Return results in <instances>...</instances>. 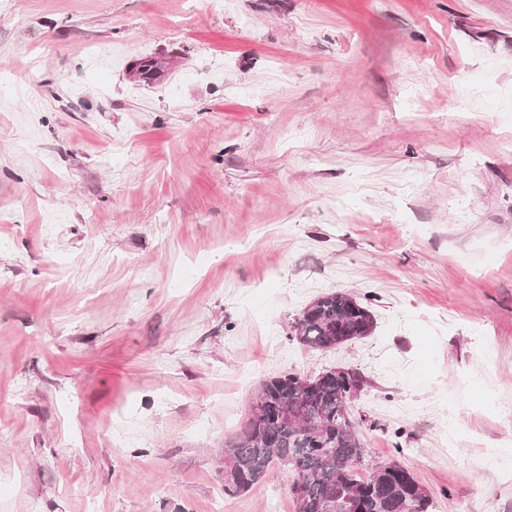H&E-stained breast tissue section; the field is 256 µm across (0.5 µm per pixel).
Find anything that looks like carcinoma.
I'll list each match as a JSON object with an SVG mask.
<instances>
[{
	"label": "carcinoma",
	"instance_id": "1",
	"mask_svg": "<svg viewBox=\"0 0 512 512\" xmlns=\"http://www.w3.org/2000/svg\"><path fill=\"white\" fill-rule=\"evenodd\" d=\"M369 306L336 290L299 313L289 339L328 351L372 334ZM300 373L263 379L259 412L224 441V494L238 496L260 485L276 463L294 475L295 512H430V493L397 463L379 464L361 478L356 426L347 424L353 390L364 379L354 370L321 373L306 386Z\"/></svg>",
	"mask_w": 512,
	"mask_h": 512
}]
</instances>
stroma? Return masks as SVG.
Masks as SVG:
<instances>
[{
    "mask_svg": "<svg viewBox=\"0 0 512 512\" xmlns=\"http://www.w3.org/2000/svg\"><path fill=\"white\" fill-rule=\"evenodd\" d=\"M0 83V512H295L224 440L334 367L432 512H512V0H0ZM337 289L375 332L289 340Z\"/></svg>",
    "mask_w": 512,
    "mask_h": 512,
    "instance_id": "obj_1",
    "label": "stroma"
}]
</instances>
